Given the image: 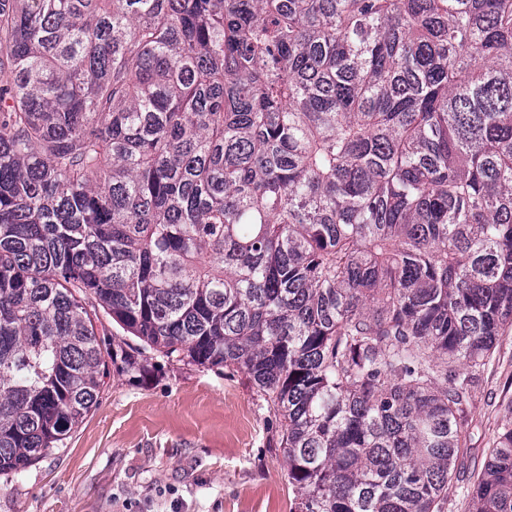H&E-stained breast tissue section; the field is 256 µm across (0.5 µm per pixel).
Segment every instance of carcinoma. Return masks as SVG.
I'll list each match as a JSON object with an SVG mask.
<instances>
[{"instance_id":"cac0c4a2","label":"carcinoma","mask_w":512,"mask_h":512,"mask_svg":"<svg viewBox=\"0 0 512 512\" xmlns=\"http://www.w3.org/2000/svg\"><path fill=\"white\" fill-rule=\"evenodd\" d=\"M510 334L512 0H0V475L150 350L248 378L292 512H442Z\"/></svg>"}]
</instances>
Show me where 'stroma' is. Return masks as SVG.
<instances>
[{
    "label": "stroma",
    "instance_id": "35a3bbf8",
    "mask_svg": "<svg viewBox=\"0 0 512 512\" xmlns=\"http://www.w3.org/2000/svg\"><path fill=\"white\" fill-rule=\"evenodd\" d=\"M467 457L443 512H472L471 486L512 401V337L471 390ZM278 423L247 378L154 359L120 364L64 445L0 476V512H290Z\"/></svg>",
    "mask_w": 512,
    "mask_h": 512
}]
</instances>
